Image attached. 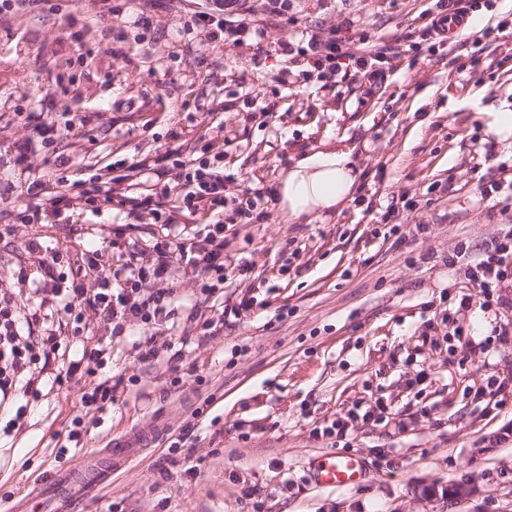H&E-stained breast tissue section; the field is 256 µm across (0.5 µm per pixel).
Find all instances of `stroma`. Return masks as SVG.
I'll use <instances>...</instances> for the list:
<instances>
[{
  "instance_id": "35a3bbf8",
  "label": "stroma",
  "mask_w": 512,
  "mask_h": 512,
  "mask_svg": "<svg viewBox=\"0 0 512 512\" xmlns=\"http://www.w3.org/2000/svg\"><path fill=\"white\" fill-rule=\"evenodd\" d=\"M112 4L125 54L112 56L101 25L81 21L93 49L82 64L62 15L0 22V157L34 125L77 115L83 124L58 143L73 174L214 141L227 198L257 190L262 199L251 223L224 229L235 264L214 297L203 298L193 267L179 266L173 327L153 337L158 359L139 361L138 326L118 336L96 329L106 350L96 376L44 386L27 427L0 433V512L49 472L135 431L147 440L132 467L73 512H512V397L486 390L489 376L512 373V341L489 336L512 320V286L482 308L454 256L460 246L477 255L512 230V200L481 197L483 184L512 174V142L487 132L492 113L512 108V35L464 71L448 52L406 48L377 86L353 74L302 83L277 43L346 21L385 40L422 27L431 0H288L257 64L250 50L208 48L200 35L175 42L184 20L165 0L148 8L152 24L135 40L121 0ZM335 146L354 150L352 200L308 224L288 220L274 190L290 156ZM18 206L15 193L0 192V225L15 226L0 242V284L22 299L33 292L17 278L34 262L29 239L75 255L102 247L100 264L117 269L132 260L131 242L173 230L147 212L130 221L118 206L18 225ZM390 207L395 234L382 221ZM457 325L467 343L453 337ZM104 378L114 404L84 408L83 393ZM378 401L388 407L380 422L352 412ZM337 419L368 476L321 489L309 463L336 453L323 430ZM76 420L82 447L61 448ZM458 485L468 498L451 496Z\"/></svg>"
}]
</instances>
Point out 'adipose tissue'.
<instances>
[{
    "mask_svg": "<svg viewBox=\"0 0 512 512\" xmlns=\"http://www.w3.org/2000/svg\"><path fill=\"white\" fill-rule=\"evenodd\" d=\"M359 174L351 150H318L293 161L275 194L290 219L310 222L351 200Z\"/></svg>",
    "mask_w": 512,
    "mask_h": 512,
    "instance_id": "1",
    "label": "adipose tissue"
}]
</instances>
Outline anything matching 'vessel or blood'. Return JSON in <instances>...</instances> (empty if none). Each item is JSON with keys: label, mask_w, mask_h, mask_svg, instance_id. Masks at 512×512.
Returning <instances> with one entry per match:
<instances>
[{"label": "vessel or blood", "mask_w": 512, "mask_h": 512, "mask_svg": "<svg viewBox=\"0 0 512 512\" xmlns=\"http://www.w3.org/2000/svg\"><path fill=\"white\" fill-rule=\"evenodd\" d=\"M140 435L131 434L111 441L102 453L88 458L80 469L52 475L35 498L16 503L15 512H69L73 500L102 485L112 471L126 466L142 444ZM367 465L356 452L323 455L313 462V477L324 488H352L363 483Z\"/></svg>", "instance_id": "b4317fda"}]
</instances>
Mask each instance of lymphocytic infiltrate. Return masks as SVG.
<instances>
[{
	"label": "lymphocytic infiltrate",
	"instance_id": "lymphocytic-infiltrate-1",
	"mask_svg": "<svg viewBox=\"0 0 512 512\" xmlns=\"http://www.w3.org/2000/svg\"><path fill=\"white\" fill-rule=\"evenodd\" d=\"M265 2L264 13L257 19L249 14H225L224 0H211L210 5L191 10L182 30L187 35L201 30L210 40L233 47L252 46L257 54H264L266 30L282 16L288 0ZM493 7V0H435L419 38L434 49L444 46L449 24L461 23L470 13ZM281 52L301 67L302 79H310L315 73L333 76L353 67L374 84L384 76L390 58L399 56L400 49L373 41L367 33L346 24L326 32H302L299 40L282 46ZM74 127L71 121L62 126L44 122L35 128L36 141L17 143L10 170V182L23 199L17 223L53 224L64 212L97 211L115 204L130 206L135 213L150 210L169 224L203 210L211 223L200 240L173 237L143 241L140 253L144 263L127 264L111 273L99 264L98 252H84L76 260L70 251L47 252L39 242L27 243V252L36 257V267H20L18 277L26 280L31 272H38L37 292L52 296L69 320L74 341L63 342L38 309L26 307L10 289H0V411L9 413L6 427L10 430L26 423V408L15 405V396L39 397L45 376H52L54 383L61 385L71 382L78 371L90 375L102 365L105 351L90 340L92 323H99L114 335L131 323L141 327L163 325L171 315L174 294L169 288L150 290L151 281L169 279L175 263L181 262L201 273L200 291L212 295L227 263L223 152H216L210 159L201 156L184 160L141 153L127 166L125 174L95 173L76 178L69 173L70 159L55 148L64 133L72 132ZM38 147L47 151L45 162L53 170V179H45L31 161ZM171 174L181 182L184 194L180 210L167 214L161 201L171 192L167 180ZM466 276L486 300L503 281L512 279V230L471 260Z\"/></svg>",
	"mask_w": 512,
	"mask_h": 512
}]
</instances>
